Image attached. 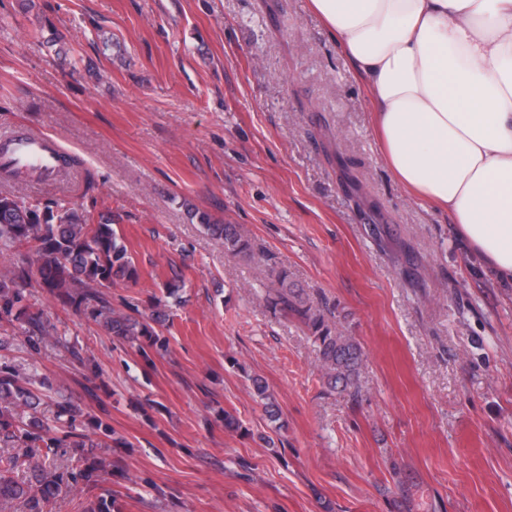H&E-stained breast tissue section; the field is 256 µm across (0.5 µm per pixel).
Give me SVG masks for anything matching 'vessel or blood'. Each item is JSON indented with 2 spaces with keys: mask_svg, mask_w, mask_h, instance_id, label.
<instances>
[{
  "mask_svg": "<svg viewBox=\"0 0 512 512\" xmlns=\"http://www.w3.org/2000/svg\"><path fill=\"white\" fill-rule=\"evenodd\" d=\"M62 155L60 146L51 138L16 131L0 137V166H11L52 175Z\"/></svg>",
  "mask_w": 512,
  "mask_h": 512,
  "instance_id": "vessel-or-blood-1",
  "label": "vessel or blood"
}]
</instances>
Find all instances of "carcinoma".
I'll return each mask as SVG.
<instances>
[{
	"instance_id": "obj_1",
	"label": "carcinoma",
	"mask_w": 512,
	"mask_h": 512,
	"mask_svg": "<svg viewBox=\"0 0 512 512\" xmlns=\"http://www.w3.org/2000/svg\"><path fill=\"white\" fill-rule=\"evenodd\" d=\"M207 233L224 245L231 256L251 258L253 246L235 224H214L199 215ZM26 252L0 271V327L18 322L31 349L54 338L55 328L39 310L26 303V291L36 284L85 319L102 327L118 341L134 343L144 357L162 354L168 340L156 331L166 321L163 298H156L151 313L140 318L112 307L104 289L135 281L138 270L112 219L94 220L87 211L66 207L53 200L26 201L0 195V254L18 247ZM277 287L265 298L274 313L291 315L305 325L312 338L319 368L327 385L350 390L358 396V377L363 350L347 335L328 310L314 308L288 270L273 269ZM255 395L272 419H277L276 403L260 378L252 379ZM40 397L20 379L15 367L0 364V448L16 452L0 454V500L22 498L28 512H49L50 497L58 477L46 471L43 455L68 443L74 448H125L107 419L100 417L90 433L76 431L77 410L66 402L56 403L53 417L21 412L37 404ZM25 468L29 483L13 479L14 470Z\"/></svg>"
}]
</instances>
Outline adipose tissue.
<instances>
[{"instance_id": "ef3b65f1", "label": "adipose tissue", "mask_w": 512, "mask_h": 512, "mask_svg": "<svg viewBox=\"0 0 512 512\" xmlns=\"http://www.w3.org/2000/svg\"><path fill=\"white\" fill-rule=\"evenodd\" d=\"M372 105L382 157L512 283V0H308Z\"/></svg>"}]
</instances>
